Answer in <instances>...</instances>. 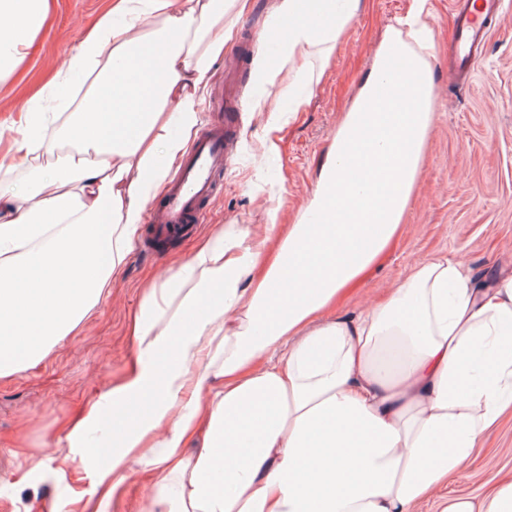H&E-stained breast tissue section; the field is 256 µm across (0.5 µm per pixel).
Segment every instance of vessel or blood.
Listing matches in <instances>:
<instances>
[{
	"label": "vessel or blood",
	"instance_id": "obj_1",
	"mask_svg": "<svg viewBox=\"0 0 512 512\" xmlns=\"http://www.w3.org/2000/svg\"><path fill=\"white\" fill-rule=\"evenodd\" d=\"M503 6V0H453L455 48L463 69L471 71L476 67L479 47L499 21ZM232 133L231 120L223 119L211 124L194 142L161 204L149 208L153 232L145 242L146 248L205 222V202L215 189L217 174L224 168Z\"/></svg>",
	"mask_w": 512,
	"mask_h": 512
}]
</instances>
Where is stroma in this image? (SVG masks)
<instances>
[{
    "label": "stroma",
    "instance_id": "stroma-1",
    "mask_svg": "<svg viewBox=\"0 0 512 512\" xmlns=\"http://www.w3.org/2000/svg\"><path fill=\"white\" fill-rule=\"evenodd\" d=\"M51 2L54 22L40 36L39 50L0 81V119L22 110L27 86L55 74L110 0ZM431 2L435 119L421 174L399 238L341 308L345 317L384 300L415 265L434 255L463 261L479 282L512 273V0L470 75L459 70L455 60L449 0ZM275 5L276 0H249L243 15L225 16L234 25V38L223 60L212 67L199 122H209L211 105L228 101L236 116L235 137L218 176L221 189L206 204V222L155 254L135 247L84 331L66 337L34 369L0 379V512H36V500L65 496L71 487L91 491L90 479L76 483L62 472L65 450L57 443L59 428L93 392L110 385L126 368L134 352L129 314L144 288L185 261L216 226L238 224L263 234L267 209L274 203L284 223L300 216L382 32L407 10L409 0H367L361 20L343 34L318 81L311 83L309 104L279 132L278 155L270 156L260 140L267 115L254 108L263 93L257 57L280 69L274 89L277 106L287 108L289 92L302 88L295 71L280 68L279 56L268 55L265 48ZM22 475L27 478L23 489L14 483ZM495 475L512 477V416L502 420L444 492L478 497Z\"/></svg>",
    "mask_w": 512,
    "mask_h": 512
}]
</instances>
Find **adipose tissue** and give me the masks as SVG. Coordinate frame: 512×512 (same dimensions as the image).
<instances>
[{"label": "adipose tissue", "instance_id": "obj_1", "mask_svg": "<svg viewBox=\"0 0 512 512\" xmlns=\"http://www.w3.org/2000/svg\"><path fill=\"white\" fill-rule=\"evenodd\" d=\"M427 3L385 28L296 223L270 206L263 235L217 231L146 290L125 373L63 426L66 461L94 483L69 512H111L134 474L157 490L151 512H414L512 412L511 274L482 285L434 256L385 302L334 313L400 232L422 167ZM362 11L279 0L283 63L328 59ZM49 19L50 0H0V79ZM231 38L216 0H111L48 83L89 80L98 109L63 97L45 112L38 92L0 122L21 135L7 170L30 172L0 187L1 379L46 360L109 295ZM441 512H512V481Z\"/></svg>", "mask_w": 512, "mask_h": 512}]
</instances>
